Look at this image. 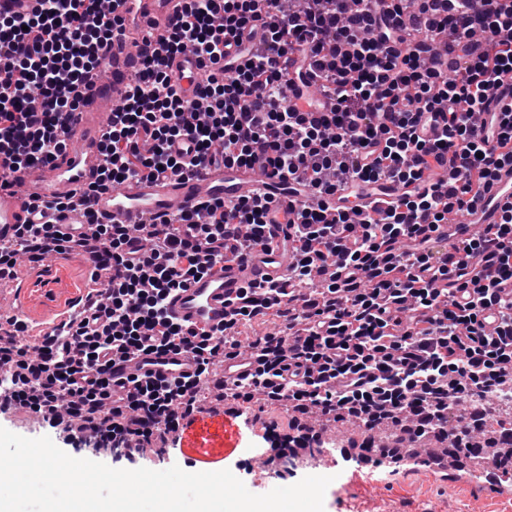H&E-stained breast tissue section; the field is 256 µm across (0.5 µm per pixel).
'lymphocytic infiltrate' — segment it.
Returning <instances> with one entry per match:
<instances>
[{
  "label": "lymphocytic infiltrate",
  "instance_id": "lymphocytic-infiltrate-1",
  "mask_svg": "<svg viewBox=\"0 0 512 512\" xmlns=\"http://www.w3.org/2000/svg\"><path fill=\"white\" fill-rule=\"evenodd\" d=\"M160 50L145 55L101 141L87 193L140 175L261 165L305 181L314 200L297 208L286 238L287 275L249 285L230 300L222 329L197 332L170 320L164 301L223 260L267 244L270 197L211 200L175 224H103L78 237L61 224H22L0 244V281L24 261L84 257L91 288L68 338L31 335L0 317V418L25 413L65 441L125 458L180 439L202 412L201 396L224 356L258 363L247 381L221 385L225 415L267 405L290 414L286 443H320L304 424L353 420L366 430L470 447L487 427L507 428L496 402L512 397V200L498 223L455 253L436 235L450 214L512 165V5L496 0H183ZM122 20L102 0H39L34 13H0V186L51 164L68 146L79 89L98 71ZM193 52L206 79L197 105L177 92L173 55ZM318 73L327 112H296L289 92ZM493 112L491 125L480 117ZM432 124L436 135L423 134ZM189 136L194 156L175 157ZM449 178L424 183L431 164ZM396 186L385 206L331 212L345 186ZM142 241L138 259L128 247ZM488 267L487 276L474 271ZM270 315L282 329L243 337ZM191 349L199 373L170 384L112 380L113 359L152 349Z\"/></svg>",
  "mask_w": 512,
  "mask_h": 512
}]
</instances>
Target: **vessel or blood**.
<instances>
[{"instance_id": "1", "label": "vessel or blood", "mask_w": 512, "mask_h": 512, "mask_svg": "<svg viewBox=\"0 0 512 512\" xmlns=\"http://www.w3.org/2000/svg\"><path fill=\"white\" fill-rule=\"evenodd\" d=\"M118 13L125 19L123 30L109 48L110 65L94 74L81 88L83 106L69 121V136L77 140L76 149L66 151L47 167L24 170L11 186L0 188V241H12L20 224H71L76 235H88L92 227L87 213H95L108 224H138L150 218L166 223L196 210L210 199L231 203L259 194L271 196L274 208L267 215L272 243L256 248L251 256L241 259L225 254L222 263L214 265L187 287L173 293L167 303L168 314L196 329L212 330L224 324V300L247 284H267L285 275L291 254L281 240L288 231V204L302 199L300 189L289 188L286 179L261 167L250 169L211 166L188 175L163 173L128 180L115 189L82 196L81 191L98 174L100 142L112 117V106L125 95L139 64L141 51L157 48L166 32L181 14L179 0H120ZM169 70L178 89L193 97L202 71L191 53L174 57ZM512 197V167L500 168L478 202L457 214L451 224L452 236L442 237L441 248H451L455 238H466L482 232L499 220V206ZM44 203L43 211L33 210L32 202ZM71 202L66 213L51 210V203ZM198 359L194 353L181 351L169 355H135L117 362L113 368L121 378L138 377L170 379L192 374ZM253 357L241 355L220 363L217 374L225 382L243 379L253 372Z\"/></svg>"}]
</instances>
